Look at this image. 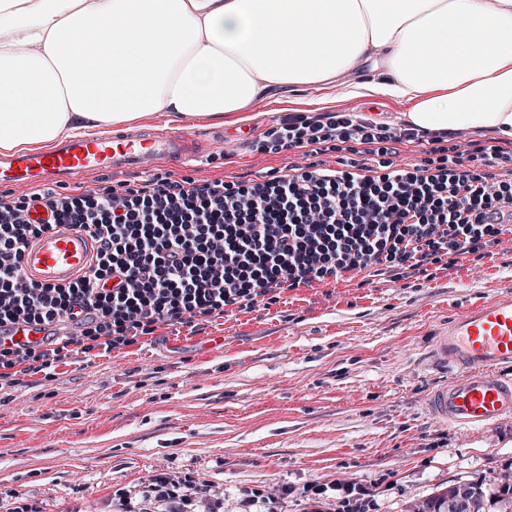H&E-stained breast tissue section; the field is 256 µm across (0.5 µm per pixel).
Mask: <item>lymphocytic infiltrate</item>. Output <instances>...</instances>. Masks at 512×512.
<instances>
[{"label":"lymphocytic infiltrate","instance_id":"f902f5d3","mask_svg":"<svg viewBox=\"0 0 512 512\" xmlns=\"http://www.w3.org/2000/svg\"><path fill=\"white\" fill-rule=\"evenodd\" d=\"M273 135L283 146L338 140L399 142L404 132L347 117L290 120ZM500 147L468 161L372 174L293 167L237 188L155 182L123 194L48 198L44 222L30 206L0 198V325L86 317L98 330L136 331L160 319L185 323L227 306L385 260L419 268L429 248L480 246V224L512 222V181L477 174ZM81 224L98 242L97 264L66 287H38L20 272L24 244L44 225Z\"/></svg>","mask_w":512,"mask_h":512}]
</instances>
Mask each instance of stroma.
<instances>
[{
	"instance_id": "obj_1",
	"label": "stroma",
	"mask_w": 512,
	"mask_h": 512,
	"mask_svg": "<svg viewBox=\"0 0 512 512\" xmlns=\"http://www.w3.org/2000/svg\"><path fill=\"white\" fill-rule=\"evenodd\" d=\"M316 98L257 105L249 139L232 148L210 144L209 119L148 116L143 126L192 133L200 159L6 194L25 205L156 180L237 184L293 165L338 169L356 161L353 143L288 148L273 129L324 110L398 127L407 109L340 96L324 109ZM495 144L502 175L512 140L478 131L407 143L389 160L443 166ZM482 240L463 255L436 249L416 271L342 270L188 325L159 320L133 338L91 330L55 360L38 348L0 351V512H116L122 502L165 512L155 477L208 486L218 512H343L348 483L369 489L367 512H406L460 481L489 494L512 485V420L461 432L425 411L448 379L428 361L436 331L452 311L512 288V223L483 228ZM316 484L322 495H311Z\"/></svg>"
}]
</instances>
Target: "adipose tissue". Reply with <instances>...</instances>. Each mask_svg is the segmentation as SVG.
<instances>
[{
	"label": "adipose tissue",
	"mask_w": 512,
	"mask_h": 512,
	"mask_svg": "<svg viewBox=\"0 0 512 512\" xmlns=\"http://www.w3.org/2000/svg\"><path fill=\"white\" fill-rule=\"evenodd\" d=\"M335 88L512 140V0H0L1 149L158 113L245 124L274 91Z\"/></svg>",
	"instance_id": "1"
}]
</instances>
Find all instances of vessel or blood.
<instances>
[{"label":"vessel or blood","instance_id":"obj_1","mask_svg":"<svg viewBox=\"0 0 512 512\" xmlns=\"http://www.w3.org/2000/svg\"><path fill=\"white\" fill-rule=\"evenodd\" d=\"M189 133L147 128L98 136H71L51 148L0 152V187L46 186L93 175L145 172L160 164L179 166L193 158ZM98 243L78 224H56L29 239L20 271L33 285L60 287L89 273ZM47 329L24 322L0 327L6 342L42 345ZM433 365L451 372L436 387L427 408L438 421L468 431L512 419V289L449 316L432 343Z\"/></svg>","mask_w":512,"mask_h":512}]
</instances>
